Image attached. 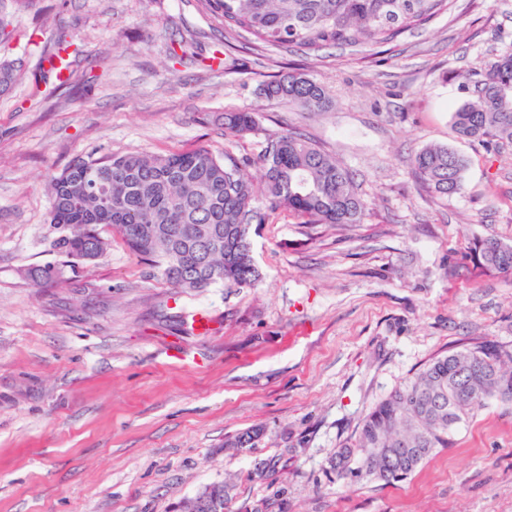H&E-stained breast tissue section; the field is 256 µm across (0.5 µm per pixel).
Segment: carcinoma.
I'll list each match as a JSON object with an SVG mask.
<instances>
[{
	"label": "carcinoma",
	"instance_id": "obj_1",
	"mask_svg": "<svg viewBox=\"0 0 512 512\" xmlns=\"http://www.w3.org/2000/svg\"><path fill=\"white\" fill-rule=\"evenodd\" d=\"M450 0H204L224 29L254 40L306 53L362 42L389 44L448 11ZM77 53L76 36L58 27L32 84L47 85ZM20 68L0 62V93L8 92ZM452 127L460 138L491 151L512 145V48L496 55L460 86ZM260 93L301 112L330 105L324 86L296 70L261 84ZM249 111L224 113V135L254 130ZM262 175L252 183L246 162L216 157L199 148L167 156L140 154L79 159L50 178V223L66 234L54 243L69 262L101 257L110 227L135 256L151 261L181 293L215 284L253 287L262 278L252 251L251 229L283 209L312 224H358L368 208L352 172L285 129L267 138ZM415 176L441 197L463 188L467 160L447 146H427L412 158ZM470 253L485 271L512 274V244L495 238L473 243ZM28 275L37 287L62 288L55 265ZM512 402V350L493 341L432 358L413 379L395 387L361 418L355 441L330 460L336 479L394 484L406 479L441 449L489 400ZM229 488H205L187 512H224Z\"/></svg>",
	"mask_w": 512,
	"mask_h": 512
}]
</instances>
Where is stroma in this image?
<instances>
[{"label": "stroma", "mask_w": 512, "mask_h": 512, "mask_svg": "<svg viewBox=\"0 0 512 512\" xmlns=\"http://www.w3.org/2000/svg\"><path fill=\"white\" fill-rule=\"evenodd\" d=\"M38 4L1 8L16 36L0 57L35 69L62 23L79 54L72 89L45 100L22 78L0 95V512H182L221 483L225 512H512V403L490 402L396 484L349 487L329 464L431 358L487 339L512 350V275L468 252L512 244V146L489 153L451 127L466 74L512 48V0H452L381 47L260 46L220 69L202 63L224 26L201 0ZM290 68L331 107L264 98ZM241 110L255 130L225 136ZM289 127L351 170L369 207L358 224L280 211L253 225L257 286L177 293L117 237L92 262L54 251L48 181L74 160L205 147L247 161L256 182L269 134ZM430 144L467 158L460 194L413 174ZM47 264L65 287H34L28 269ZM196 311L212 333L185 330ZM174 341L188 361L169 357ZM249 429L252 447H225Z\"/></svg>", "instance_id": "1"}]
</instances>
